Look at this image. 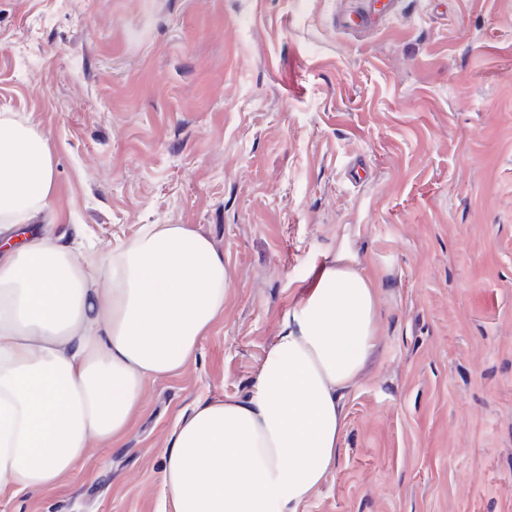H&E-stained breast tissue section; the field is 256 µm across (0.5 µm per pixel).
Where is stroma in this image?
I'll return each instance as SVG.
<instances>
[{"mask_svg":"<svg viewBox=\"0 0 512 512\" xmlns=\"http://www.w3.org/2000/svg\"><path fill=\"white\" fill-rule=\"evenodd\" d=\"M0 0V113L45 133L71 247L187 224L234 279L125 435L0 512H169L179 418L245 395L321 266L378 290L340 458L301 512H512V0Z\"/></svg>","mask_w":512,"mask_h":512,"instance_id":"stroma-1","label":"stroma"}]
</instances>
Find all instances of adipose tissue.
Instances as JSON below:
<instances>
[{"mask_svg": "<svg viewBox=\"0 0 512 512\" xmlns=\"http://www.w3.org/2000/svg\"><path fill=\"white\" fill-rule=\"evenodd\" d=\"M46 135L0 113V226L50 208ZM231 268L185 224H145L76 255L0 242V492L38 494L132 425L151 378L177 373L224 315ZM379 335L360 270L321 268L248 393L179 420L162 451L171 512H299L340 456L344 392Z\"/></svg>", "mask_w": 512, "mask_h": 512, "instance_id": "adipose-tissue-1", "label": "adipose tissue"}]
</instances>
